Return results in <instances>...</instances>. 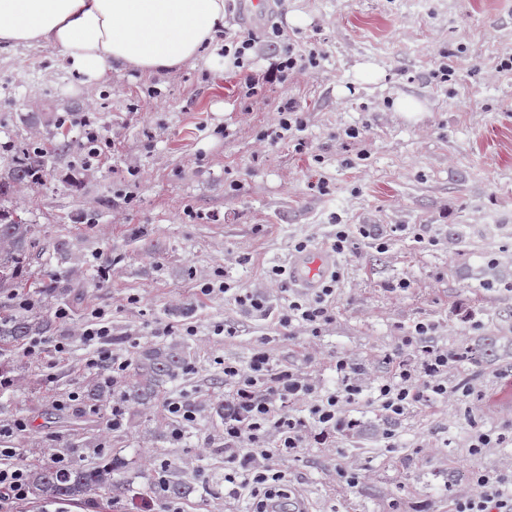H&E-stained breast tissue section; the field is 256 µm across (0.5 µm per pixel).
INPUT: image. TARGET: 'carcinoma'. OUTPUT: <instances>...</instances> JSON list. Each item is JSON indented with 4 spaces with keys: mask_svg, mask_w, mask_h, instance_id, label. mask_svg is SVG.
I'll return each instance as SVG.
<instances>
[{
    "mask_svg": "<svg viewBox=\"0 0 512 512\" xmlns=\"http://www.w3.org/2000/svg\"><path fill=\"white\" fill-rule=\"evenodd\" d=\"M60 147L52 135L46 142L29 145L10 160L0 161V294L10 298L27 288L29 295L37 298L53 296L61 288V273L47 271L36 276L30 270L40 230L26 212L13 205L18 195L43 177ZM480 280L484 287L512 286V269L491 260L481 268ZM52 323L49 315L36 309L34 301L24 309L0 311V351L12 352L28 337L44 335ZM460 350L462 363L480 366L512 356V340L502 343L496 336H485L471 345H460ZM186 367L185 353L174 346L146 351L134 364L123 399L130 405L149 407L158 392L179 379ZM116 472L118 467L111 461L64 472L47 464L29 472L30 491L35 499L49 504L93 500L124 489V480L116 477ZM166 485L172 497L182 499L194 492L192 485L177 476Z\"/></svg>",
    "mask_w": 512,
    "mask_h": 512,
    "instance_id": "obj_1",
    "label": "carcinoma"
}]
</instances>
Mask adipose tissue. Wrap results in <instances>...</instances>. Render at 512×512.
<instances>
[{"label":"adipose tissue","mask_w":512,"mask_h":512,"mask_svg":"<svg viewBox=\"0 0 512 512\" xmlns=\"http://www.w3.org/2000/svg\"><path fill=\"white\" fill-rule=\"evenodd\" d=\"M225 0H0V45L58 53L77 88L108 72L195 66L219 48Z\"/></svg>","instance_id":"ef3b65f1"}]
</instances>
